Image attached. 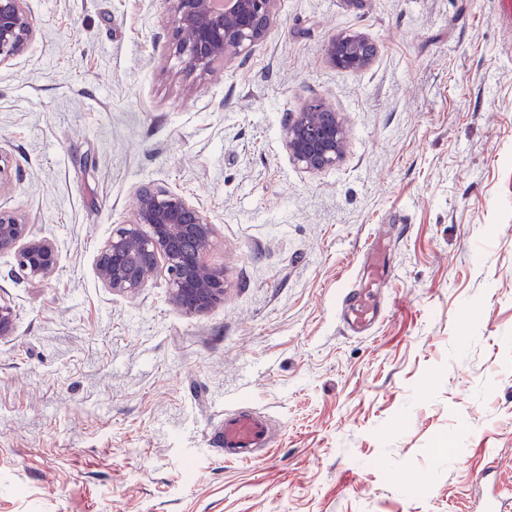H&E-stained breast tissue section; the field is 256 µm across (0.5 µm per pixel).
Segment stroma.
<instances>
[{"mask_svg":"<svg viewBox=\"0 0 512 512\" xmlns=\"http://www.w3.org/2000/svg\"><path fill=\"white\" fill-rule=\"evenodd\" d=\"M0 65V195L52 240L38 282L0 255V512H473L498 464L512 497V30L498 0H280L247 58L185 75L164 0H26ZM376 48L359 72L326 47ZM348 144L308 171L284 144L311 97ZM154 184L217 227L222 304L188 315L158 276L98 280L113 227ZM390 240L382 322L337 299ZM274 423L228 460L224 414ZM370 42L357 32H341L333 36L327 44L326 54L334 68L345 71H360L368 67L373 55L366 46Z\"/></svg>","mask_w":512,"mask_h":512,"instance_id":"obj_1","label":"stroma"}]
</instances>
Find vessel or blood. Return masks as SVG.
<instances>
[{"mask_svg":"<svg viewBox=\"0 0 512 512\" xmlns=\"http://www.w3.org/2000/svg\"><path fill=\"white\" fill-rule=\"evenodd\" d=\"M365 271L352 287L344 289L339 312L346 329L363 333L372 329L383 316V304L377 289L387 275L389 247L385 236H375L364 253ZM221 442L225 456L253 461L258 451L269 447L271 425L265 416L249 410L225 413Z\"/></svg>","mask_w":512,"mask_h":512,"instance_id":"b4317fda","label":"vessel or blood"}]
</instances>
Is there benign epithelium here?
Here are the masks:
<instances>
[{
    "mask_svg": "<svg viewBox=\"0 0 512 512\" xmlns=\"http://www.w3.org/2000/svg\"><path fill=\"white\" fill-rule=\"evenodd\" d=\"M279 0H165L171 23L170 45L181 69L205 75L214 64L247 56L264 40ZM25 0H0V65L22 54L32 39ZM369 40L357 32H341L327 44L333 67L360 71L372 61ZM285 146L289 159L307 170L333 167L347 146L338 113L313 97L288 117ZM216 227L183 195L154 184L137 192L133 219L112 230L95 262L102 285L134 295L159 270L168 275L170 302L193 315L224 302V269L208 256ZM0 254H10L15 272L44 281L58 269L60 254L51 240L30 233L28 223L0 207ZM16 327V313L0 301V338Z\"/></svg>",
    "mask_w": 512,
    "mask_h": 512,
    "instance_id": "1",
    "label": "benign epithelium"
}]
</instances>
